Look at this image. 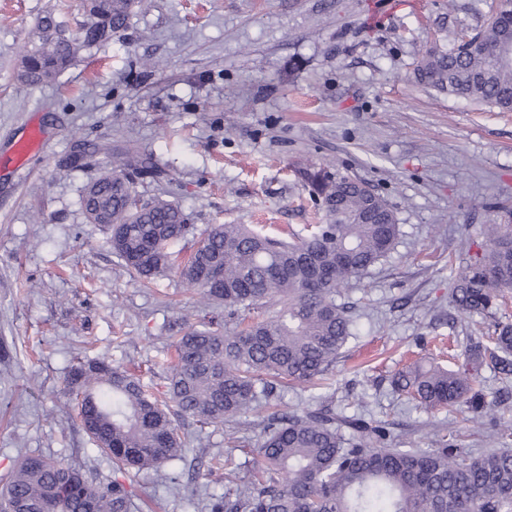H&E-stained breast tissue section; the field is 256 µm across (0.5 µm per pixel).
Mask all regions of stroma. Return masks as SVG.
I'll return each instance as SVG.
<instances>
[{"label": "stroma", "mask_w": 512, "mask_h": 512, "mask_svg": "<svg viewBox=\"0 0 512 512\" xmlns=\"http://www.w3.org/2000/svg\"><path fill=\"white\" fill-rule=\"evenodd\" d=\"M502 0H148L125 30L48 84L18 79L36 19L59 7L68 26L81 0H0V146L29 120L51 142L28 174L0 175V483L27 456L61 458L113 479L84 432L64 380L83 358L137 365L150 393L167 391L168 321L199 324L210 308L178 275L143 287L87 223L80 200L96 165L132 146L164 172L138 179L142 200L163 194L192 227L259 224L302 231L320 215L296 176L310 160L366 182L393 209L390 254L345 288L353 333L319 385L281 390L233 422L257 442L258 418L324 405L381 420L397 448H426L433 428L479 455L498 445L488 416L427 411L389 378L422 360L457 368L467 336L493 333L497 315L449 303L462 258L480 252L487 224H512V112L415 82L426 47L448 31L473 35ZM191 442L167 480L124 481L151 512H210L225 470L248 479L253 454L227 430L181 421ZM224 457V470L206 460Z\"/></svg>", "instance_id": "35a3bbf8"}]
</instances>
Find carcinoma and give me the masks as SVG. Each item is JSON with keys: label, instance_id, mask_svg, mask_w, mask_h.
<instances>
[{"label": "carcinoma", "instance_id": "cac0c4a2", "mask_svg": "<svg viewBox=\"0 0 512 512\" xmlns=\"http://www.w3.org/2000/svg\"><path fill=\"white\" fill-rule=\"evenodd\" d=\"M143 0H85L74 31L53 10L36 22L22 56L19 79L48 83L79 58L98 51L123 30ZM471 39L448 35V45L425 49L414 70L420 85L512 112V64L485 49L512 44V9L502 10ZM318 199L323 223L291 239L247 224H213L181 258L189 232L181 208L156 196L141 201L135 178L161 177L149 161L114 162L84 191L89 223L110 230L108 242L129 274L144 283L175 273L207 306L240 317L266 308L275 314L241 329L224 330L215 317L168 337L169 387L160 399L127 370L90 360L73 367L66 386L82 427L116 472L159 471L182 458L179 419L219 426L271 400L290 384L302 385L332 369L352 336L344 287L393 249L399 224L387 201L366 183L321 168L298 169ZM485 249L456 272L450 304L486 316L512 290V227L485 225ZM221 273L218 286L207 273ZM461 356L490 360L512 374V322L491 336H469ZM392 390L432 410L465 405L495 418L493 436L512 438V420L473 388L466 372L414 362L391 375ZM339 432L333 410L274 414L261 422L257 469L249 481L224 478V496L212 512H512V450L478 457L436 430L432 448H392L379 421L353 418ZM132 512L125 486L97 483L61 460L26 457L0 488V512Z\"/></svg>", "mask_w": 512, "mask_h": 512}]
</instances>
